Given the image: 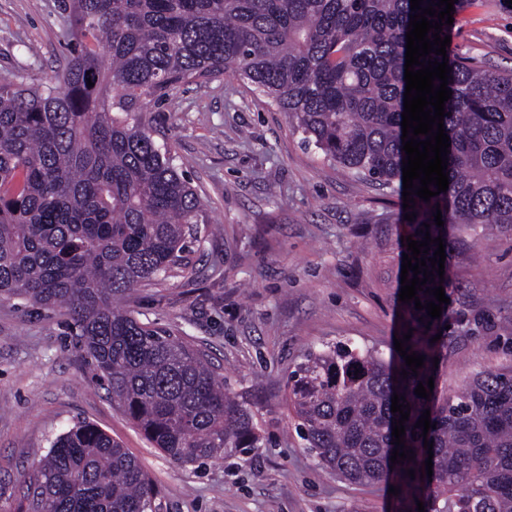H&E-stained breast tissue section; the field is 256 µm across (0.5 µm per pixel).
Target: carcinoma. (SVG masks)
Returning <instances> with one entry per match:
<instances>
[{"label":"carcinoma","instance_id":"cac0c4a2","mask_svg":"<svg viewBox=\"0 0 512 512\" xmlns=\"http://www.w3.org/2000/svg\"><path fill=\"white\" fill-rule=\"evenodd\" d=\"M68 60L52 79L0 82V299L60 306L112 397L161 453L193 469L260 447L254 413L207 355L112 307V297L183 265L200 202L171 149L138 115L177 88L231 74L286 113L308 145L356 177L403 184L410 0H67ZM449 187L415 198V241L474 226L512 229V70L448 55ZM93 86H88L87 82ZM441 210L444 226L435 224ZM430 224L426 228L423 223ZM404 346L338 342L291 372L295 429L319 463L355 484L395 478L426 512H512V371L415 395L434 373L448 305L403 306ZM408 376L402 375V370ZM405 397L396 448L394 395ZM431 423L415 427L425 410ZM433 443L432 477L424 461ZM415 471V477L407 471ZM157 490L120 442L90 422L52 441L17 512H153Z\"/></svg>","mask_w":512,"mask_h":512}]
</instances>
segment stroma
I'll return each mask as SVG.
<instances>
[{
	"mask_svg": "<svg viewBox=\"0 0 512 512\" xmlns=\"http://www.w3.org/2000/svg\"><path fill=\"white\" fill-rule=\"evenodd\" d=\"M63 0H0V80L47 81L67 61ZM473 66L512 69V0H480L450 30ZM142 121L201 204L187 269L114 297L205 351L264 438L192 471L164 457L99 382L58 307L0 300V512H16L49 442L96 424L141 464L155 512H414L390 480L358 485L318 465L295 429L288 376L338 341L389 352L401 334L408 233L399 187L355 177L306 146L238 78L181 86ZM438 387L512 370V230L458 233Z\"/></svg>",
	"mask_w": 512,
	"mask_h": 512,
	"instance_id": "35a3bbf8",
	"label": "stroma"
}]
</instances>
